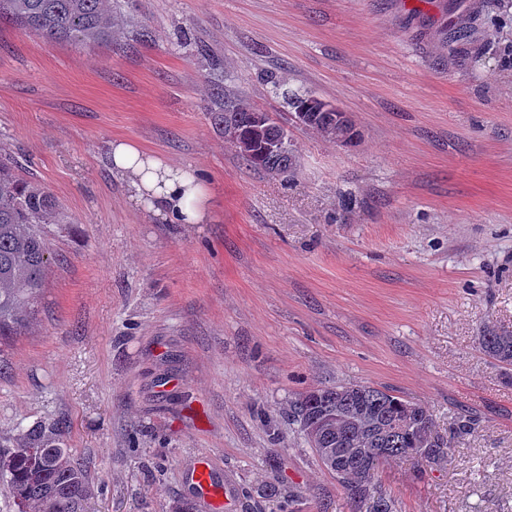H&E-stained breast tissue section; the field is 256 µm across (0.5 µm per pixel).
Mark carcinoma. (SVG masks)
Returning <instances> with one entry per match:
<instances>
[{"mask_svg": "<svg viewBox=\"0 0 512 512\" xmlns=\"http://www.w3.org/2000/svg\"><path fill=\"white\" fill-rule=\"evenodd\" d=\"M5 15L50 41L101 42L111 35L112 0H0V18ZM254 112L244 100L226 98L215 120L224 124V139L247 166L294 176L299 161L290 141L266 150V144L281 139L282 126L270 117L258 129ZM314 116L307 129L336 142L325 113ZM65 223L57 197L19 176L11 159L0 156V338L27 328L52 261L46 225ZM481 347L512 384V333L488 327ZM313 417L331 418L314 438L306 431ZM288 424L298 426L323 468L336 478L352 512H397L395 499L379 484L380 468L402 458L437 465L450 448L425 407L371 385L315 388L290 402ZM0 484L18 512H87L94 495L86 462L67 446L55 424L34 425L16 438L0 440Z\"/></svg>", "mask_w": 512, "mask_h": 512, "instance_id": "carcinoma-1", "label": "carcinoma"}]
</instances>
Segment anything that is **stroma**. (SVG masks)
Returning <instances> with one entry per match:
<instances>
[{"label":"stroma","instance_id":"stroma-1","mask_svg":"<svg viewBox=\"0 0 512 512\" xmlns=\"http://www.w3.org/2000/svg\"><path fill=\"white\" fill-rule=\"evenodd\" d=\"M278 83L349 112L360 143L298 125ZM225 95L287 127L292 179L243 164ZM117 138L195 170L210 222L131 201ZM0 154L68 217L33 321L0 339V438L62 424L90 512H212L201 457L223 512H269L275 487L351 512L287 419L339 382L444 435L479 416L442 465L382 467L401 512H512V385L480 346L512 332V0H115L95 43L2 18ZM193 479L198 493L204 500L215 505L222 503L224 491L215 483L210 465L204 458L197 461L193 469Z\"/></svg>","mask_w":512,"mask_h":512}]
</instances>
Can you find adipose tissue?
Returning a JSON list of instances; mask_svg holds the SVG:
<instances>
[{
  "mask_svg": "<svg viewBox=\"0 0 512 512\" xmlns=\"http://www.w3.org/2000/svg\"><path fill=\"white\" fill-rule=\"evenodd\" d=\"M113 169L129 179L132 200L174 224H202L209 218L210 191L191 172L170 165L128 139L110 144Z\"/></svg>",
  "mask_w": 512,
  "mask_h": 512,
  "instance_id": "1",
  "label": "adipose tissue"
}]
</instances>
